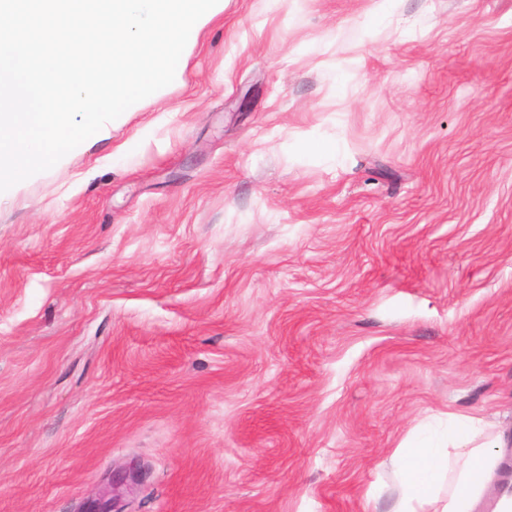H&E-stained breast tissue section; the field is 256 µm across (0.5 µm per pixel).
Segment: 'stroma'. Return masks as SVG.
Masks as SVG:
<instances>
[{
	"mask_svg": "<svg viewBox=\"0 0 512 512\" xmlns=\"http://www.w3.org/2000/svg\"><path fill=\"white\" fill-rule=\"evenodd\" d=\"M131 144L130 156L115 150ZM512 464V0H224L182 85L0 201V512H391ZM451 418L442 430L413 433L392 453L391 468L402 489L392 512H474L496 463L492 448H500L502 440L473 427L471 417Z\"/></svg>",
	"mask_w": 512,
	"mask_h": 512,
	"instance_id": "1",
	"label": "stroma"
}]
</instances>
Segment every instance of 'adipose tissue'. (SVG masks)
<instances>
[{
  "label": "adipose tissue",
  "instance_id": "adipose-tissue-1",
  "mask_svg": "<svg viewBox=\"0 0 512 512\" xmlns=\"http://www.w3.org/2000/svg\"><path fill=\"white\" fill-rule=\"evenodd\" d=\"M500 443V437L473 427L467 416L454 417L441 430L413 433L390 457L401 487L393 512H474Z\"/></svg>",
  "mask_w": 512,
  "mask_h": 512
}]
</instances>
